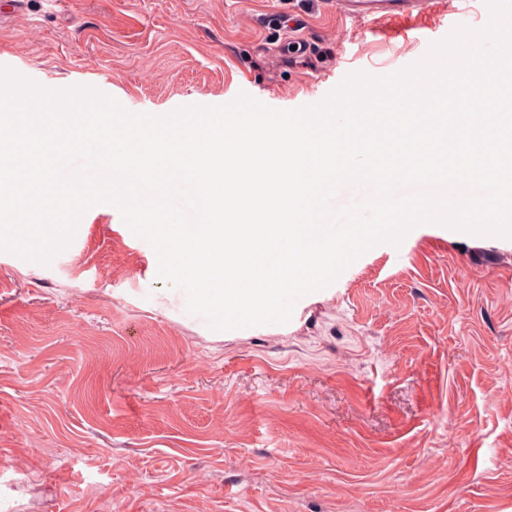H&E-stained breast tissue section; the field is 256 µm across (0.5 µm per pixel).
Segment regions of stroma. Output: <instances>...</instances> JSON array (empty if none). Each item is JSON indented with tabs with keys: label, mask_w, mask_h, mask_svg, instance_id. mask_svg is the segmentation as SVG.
I'll return each instance as SVG.
<instances>
[{
	"label": "stroma",
	"mask_w": 512,
	"mask_h": 512,
	"mask_svg": "<svg viewBox=\"0 0 512 512\" xmlns=\"http://www.w3.org/2000/svg\"><path fill=\"white\" fill-rule=\"evenodd\" d=\"M485 0H0V67L163 116L321 102ZM0 512H512V238L423 224L285 324L221 334L108 204L49 264L0 251ZM374 1H392L385 9L382 17L397 18L412 10L422 2L417 0H344L336 2L338 7L350 14H370L376 12Z\"/></svg>",
	"instance_id": "1"
}]
</instances>
